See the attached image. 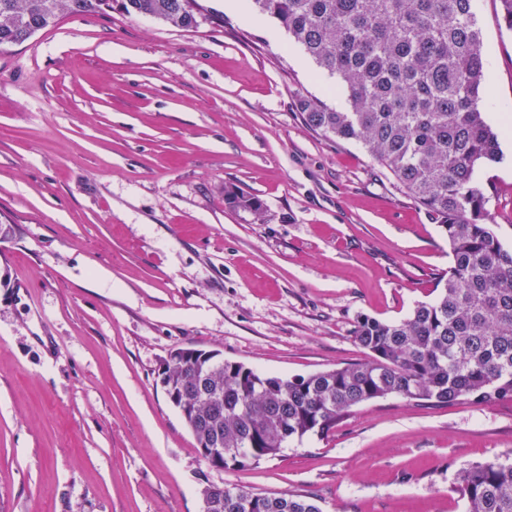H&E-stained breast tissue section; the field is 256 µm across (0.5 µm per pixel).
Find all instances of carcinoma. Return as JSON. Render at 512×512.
Wrapping results in <instances>:
<instances>
[{
	"mask_svg": "<svg viewBox=\"0 0 512 512\" xmlns=\"http://www.w3.org/2000/svg\"><path fill=\"white\" fill-rule=\"evenodd\" d=\"M474 0H251L328 76L345 106L303 96L296 108L314 132L355 142L448 237L452 264L437 297L406 318H357L368 360L283 378L178 348L158 373L204 462L258 464L290 441L323 436L353 408L407 402H512V252L494 234L478 168L502 160L499 134L479 102L490 82ZM150 16L193 30L222 25L202 0H0V51L74 15ZM263 223L260 202L228 193ZM466 512H512V462L459 470ZM203 512H322L309 496L208 484Z\"/></svg>",
	"mask_w": 512,
	"mask_h": 512,
	"instance_id": "obj_1",
	"label": "carcinoma"
}]
</instances>
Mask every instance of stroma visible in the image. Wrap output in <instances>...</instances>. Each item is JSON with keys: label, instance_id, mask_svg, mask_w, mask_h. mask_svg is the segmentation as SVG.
I'll list each match as a JSON object with an SVG mask.
<instances>
[{"label": "stroma", "instance_id": "obj_1", "mask_svg": "<svg viewBox=\"0 0 512 512\" xmlns=\"http://www.w3.org/2000/svg\"><path fill=\"white\" fill-rule=\"evenodd\" d=\"M224 26L68 16L0 52V512H202L204 485L313 497L322 512H465L458 471L512 459V403L388 397L327 435L218 470L167 399L179 347L278 376L367 360L358 316L432 301L448 239L355 143L302 122L333 106L270 17ZM512 115V31L474 0ZM474 182L512 251V135ZM240 191L266 221L229 202Z\"/></svg>", "mask_w": 512, "mask_h": 512}]
</instances>
